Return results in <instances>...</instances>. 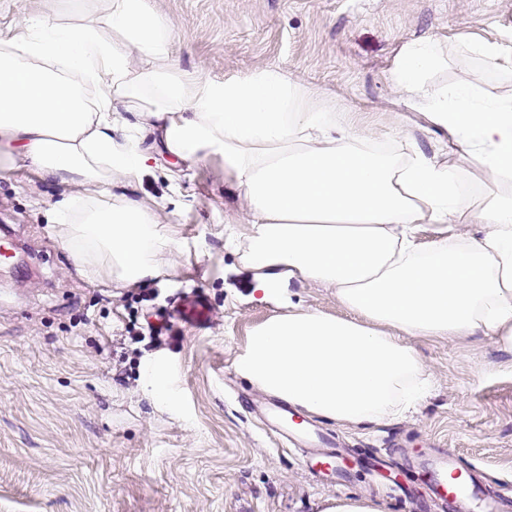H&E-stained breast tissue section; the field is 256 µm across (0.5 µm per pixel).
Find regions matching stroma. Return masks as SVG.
<instances>
[{
	"label": "stroma",
	"mask_w": 512,
	"mask_h": 512,
	"mask_svg": "<svg viewBox=\"0 0 512 512\" xmlns=\"http://www.w3.org/2000/svg\"><path fill=\"white\" fill-rule=\"evenodd\" d=\"M178 37L182 70L217 83L276 68L356 130L390 132L433 154L443 131L402 104L392 79L406 47L440 45L438 83L467 79L512 94V77L473 53L512 56V0H149ZM139 194L165 201L180 243L172 270L113 287L80 273L54 231L51 207L67 186L18 164L0 170V236L25 271L0 267V512H324L330 500L368 497L383 512H460L418 495L415 459L454 457L512 512V359L491 338L417 341L435 384L404 419L337 428L341 472L312 474L300 454L250 408L263 393L236 368L250 332L284 310L262 300L224 247L242 221L233 179L213 152L187 162L161 150ZM196 295L206 320L179 311ZM174 314L172 337L135 355V314ZM162 367L176 408L149 395Z\"/></svg>",
	"instance_id": "stroma-1"
}]
</instances>
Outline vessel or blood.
I'll return each mask as SVG.
<instances>
[{"label": "vessel or blood", "instance_id": "1", "mask_svg": "<svg viewBox=\"0 0 512 512\" xmlns=\"http://www.w3.org/2000/svg\"><path fill=\"white\" fill-rule=\"evenodd\" d=\"M263 417L268 426L279 431L296 447L305 463L313 462L331 471L337 469L336 439L333 435L314 428L279 400L266 406ZM425 472L427 479L422 487L423 492L441 502L480 496V490L472 479L463 478L461 471L455 470L453 462L448 459L442 458L428 464Z\"/></svg>", "mask_w": 512, "mask_h": 512}]
</instances>
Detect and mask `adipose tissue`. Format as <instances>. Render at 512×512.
Masks as SVG:
<instances>
[{
  "mask_svg": "<svg viewBox=\"0 0 512 512\" xmlns=\"http://www.w3.org/2000/svg\"><path fill=\"white\" fill-rule=\"evenodd\" d=\"M174 46L148 0H57L0 37V169L20 162L71 187L53 216L76 266L117 288L169 269L179 243L134 195L151 169L149 126L176 158L223 155L247 223L224 246L255 290L277 299L291 280L311 281L348 312L292 304L258 326L237 369L259 390L359 426L405 418L431 390L413 339L482 334L512 357V96L429 83L439 48L412 44L395 81L445 136L431 156L390 151L278 70L191 79ZM462 164L495 193L465 198ZM420 224L440 225V238L418 245Z\"/></svg>",
  "mask_w": 512,
  "mask_h": 512,
  "instance_id": "obj_1",
  "label": "adipose tissue"
}]
</instances>
